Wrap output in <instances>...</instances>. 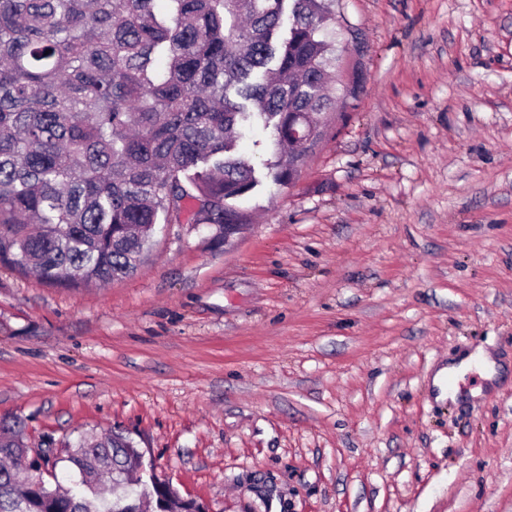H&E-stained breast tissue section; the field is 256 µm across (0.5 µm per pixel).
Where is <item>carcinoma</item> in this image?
I'll list each match as a JSON object with an SVG mask.
<instances>
[{
	"label": "carcinoma",
	"mask_w": 512,
	"mask_h": 512,
	"mask_svg": "<svg viewBox=\"0 0 512 512\" xmlns=\"http://www.w3.org/2000/svg\"><path fill=\"white\" fill-rule=\"evenodd\" d=\"M336 0H0V263L78 288L132 275L158 224H244L260 184L243 130L271 131L290 184L336 111ZM296 126L298 138L288 136ZM0 421V457L21 453ZM94 472L57 497L0 465V512H156L174 495L123 432L79 437Z\"/></svg>",
	"instance_id": "carcinoma-1"
}]
</instances>
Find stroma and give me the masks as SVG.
<instances>
[{"label": "stroma", "instance_id": "stroma-1", "mask_svg": "<svg viewBox=\"0 0 512 512\" xmlns=\"http://www.w3.org/2000/svg\"><path fill=\"white\" fill-rule=\"evenodd\" d=\"M336 15L337 109L241 230L157 225L104 286L0 264V420L58 479L119 429L208 512H512V0ZM476 366L479 373L488 380H491L496 375V363L491 357L483 352L469 354L458 361L448 363V367L441 369L435 377L434 383L441 389V398L446 396L456 399L458 389L451 386V382L471 371ZM448 379V388L446 389L445 382Z\"/></svg>", "mask_w": 512, "mask_h": 512}]
</instances>
